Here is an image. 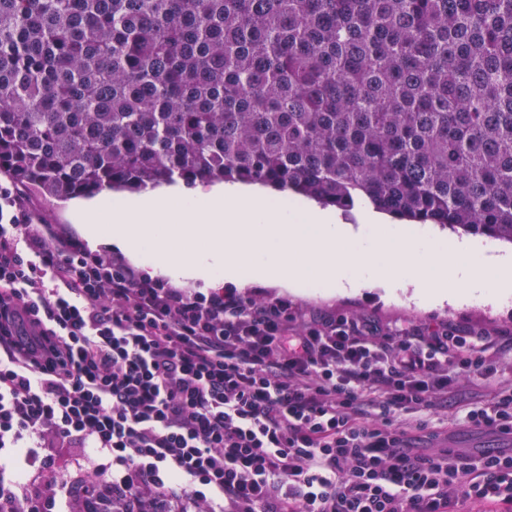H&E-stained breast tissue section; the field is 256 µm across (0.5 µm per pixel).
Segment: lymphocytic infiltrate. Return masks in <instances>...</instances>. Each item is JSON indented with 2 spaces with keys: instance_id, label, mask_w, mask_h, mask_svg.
<instances>
[{
  "instance_id": "f902f5d3",
  "label": "lymphocytic infiltrate",
  "mask_w": 512,
  "mask_h": 512,
  "mask_svg": "<svg viewBox=\"0 0 512 512\" xmlns=\"http://www.w3.org/2000/svg\"><path fill=\"white\" fill-rule=\"evenodd\" d=\"M501 366L444 323L171 287L0 185V512L106 484L191 512H512V454L414 444L463 385L461 423L512 433V386L479 393Z\"/></svg>"
}]
</instances>
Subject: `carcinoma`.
Instances as JSON below:
<instances>
[{
  "label": "carcinoma",
  "instance_id": "carcinoma-1",
  "mask_svg": "<svg viewBox=\"0 0 512 512\" xmlns=\"http://www.w3.org/2000/svg\"><path fill=\"white\" fill-rule=\"evenodd\" d=\"M0 173L243 183L512 244V0H0ZM75 512H128L108 486Z\"/></svg>",
  "mask_w": 512,
  "mask_h": 512
}]
</instances>
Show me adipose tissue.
<instances>
[{"label": "adipose tissue", "instance_id": "ef3b65f1", "mask_svg": "<svg viewBox=\"0 0 512 512\" xmlns=\"http://www.w3.org/2000/svg\"><path fill=\"white\" fill-rule=\"evenodd\" d=\"M73 218L90 243H107L174 283L296 288L312 282L329 296L400 291L421 308L474 301L512 305V254L367 210L359 224L307 202L288 208L240 184L162 186L76 203Z\"/></svg>", "mask_w": 512, "mask_h": 512}]
</instances>
